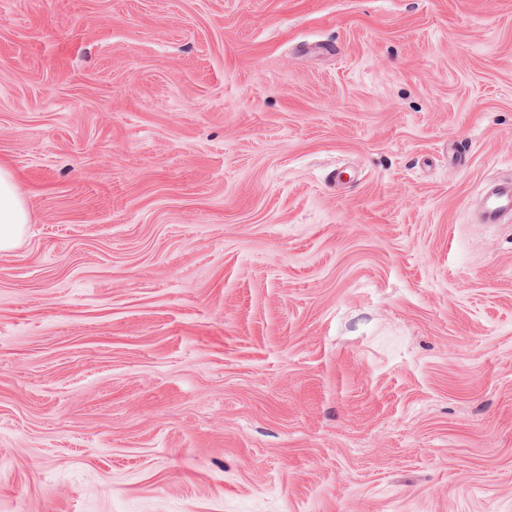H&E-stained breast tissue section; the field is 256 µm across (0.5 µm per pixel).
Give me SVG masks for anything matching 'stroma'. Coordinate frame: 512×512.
I'll return each mask as SVG.
<instances>
[{"mask_svg":"<svg viewBox=\"0 0 512 512\" xmlns=\"http://www.w3.org/2000/svg\"><path fill=\"white\" fill-rule=\"evenodd\" d=\"M0 512H512V0H0ZM27 222L28 205L15 174L0 164V251L14 245ZM512 213V179L502 181L497 194L491 199L484 222L497 224L505 214Z\"/></svg>","mask_w":512,"mask_h":512,"instance_id":"35a3bbf8","label":"stroma"}]
</instances>
